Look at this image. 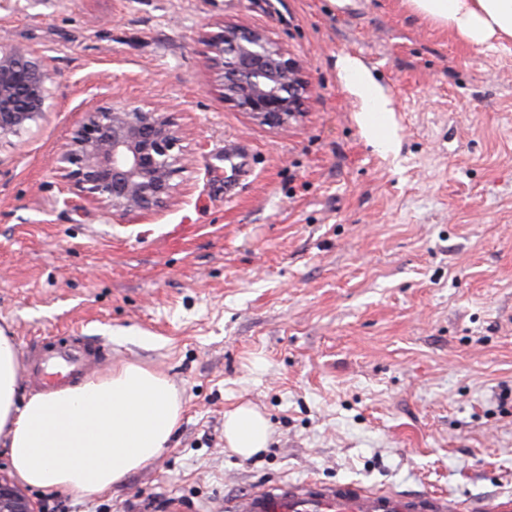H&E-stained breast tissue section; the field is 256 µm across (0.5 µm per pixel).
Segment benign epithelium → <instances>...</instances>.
Segmentation results:
<instances>
[{"label":"benign epithelium","mask_w":512,"mask_h":512,"mask_svg":"<svg viewBox=\"0 0 512 512\" xmlns=\"http://www.w3.org/2000/svg\"><path fill=\"white\" fill-rule=\"evenodd\" d=\"M218 28L206 43L224 100L274 127L298 116L307 93L299 65L262 30L228 22ZM52 78L38 51L25 46L0 51V140L22 135L46 112ZM58 162L87 201L128 215L154 211L172 199L174 177L188 168V151L164 107L119 99L110 108L85 112ZM0 512H34L4 476Z\"/></svg>","instance_id":"1"}]
</instances>
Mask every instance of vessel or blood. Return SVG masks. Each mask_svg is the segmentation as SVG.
I'll list each match as a JSON object with an SVG mask.
<instances>
[{
  "instance_id": "1",
  "label": "vessel or blood",
  "mask_w": 512,
  "mask_h": 512,
  "mask_svg": "<svg viewBox=\"0 0 512 512\" xmlns=\"http://www.w3.org/2000/svg\"><path fill=\"white\" fill-rule=\"evenodd\" d=\"M111 360L105 346L43 338L32 344L25 368L27 382L40 391L59 392L78 379L95 377ZM441 495H399L308 480L278 482L225 501L224 512H458Z\"/></svg>"
}]
</instances>
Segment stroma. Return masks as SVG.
Listing matches in <instances>:
<instances>
[{
  "instance_id": "obj_1",
  "label": "stroma",
  "mask_w": 512,
  "mask_h": 512,
  "mask_svg": "<svg viewBox=\"0 0 512 512\" xmlns=\"http://www.w3.org/2000/svg\"><path fill=\"white\" fill-rule=\"evenodd\" d=\"M259 28L313 87L272 127L225 102L213 23ZM55 72L0 142V330L20 363L81 336L175 386L167 448L93 499L37 512H224L315 480L475 504L512 496V41L475 46L408 0H0V50ZM349 56L392 102L363 134ZM161 102L193 153L175 198L112 215L56 157L86 109ZM271 425L245 458L224 415Z\"/></svg>"
}]
</instances>
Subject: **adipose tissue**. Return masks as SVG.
Masks as SVG:
<instances>
[{
    "label": "adipose tissue",
    "mask_w": 512,
    "mask_h": 512,
    "mask_svg": "<svg viewBox=\"0 0 512 512\" xmlns=\"http://www.w3.org/2000/svg\"><path fill=\"white\" fill-rule=\"evenodd\" d=\"M419 13L474 44L512 39V0H409ZM346 85L362 102L361 123L378 147L396 141L388 100L356 60L341 63ZM17 350L0 331V447L23 485L101 495L131 471L154 461L178 424L180 402L163 376L125 364L105 377L57 393L18 398ZM270 425L242 404L224 415L228 448L250 457L266 448Z\"/></svg>",
    "instance_id": "ef3b65f1"
}]
</instances>
